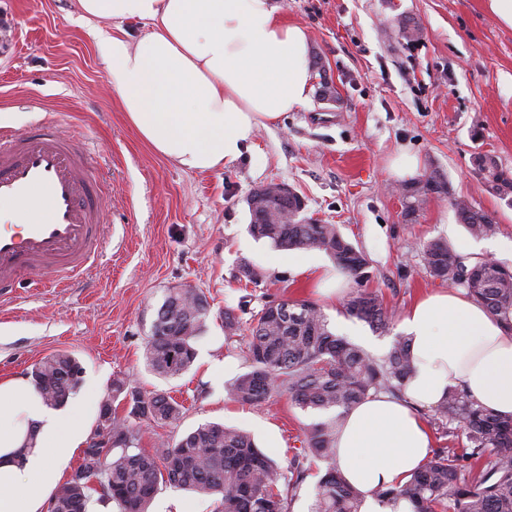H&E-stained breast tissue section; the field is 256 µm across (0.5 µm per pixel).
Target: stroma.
<instances>
[{
    "label": "stroma",
    "mask_w": 512,
    "mask_h": 512,
    "mask_svg": "<svg viewBox=\"0 0 512 512\" xmlns=\"http://www.w3.org/2000/svg\"><path fill=\"white\" fill-rule=\"evenodd\" d=\"M304 26L312 57L322 58L336 90L260 128L251 151L228 167L192 172L163 160L138 136L112 99L103 57L110 22L82 18L76 0H0V130L21 135L54 121L81 141L101 183L110 245L87 276L67 288L35 292L21 284L0 313V378L28 376L43 357L66 351L83 367L80 395L106 398L113 378L170 392L182 406L167 425L143 423L151 452L200 424L250 431L281 465L313 417L275 396L260 406L228 400L225 382L248 369L243 337L227 341L222 312L241 297L310 299L331 330L376 356L392 333L373 331L320 296L311 266L332 265L319 251H281L248 232L246 198L283 182L303 199L306 217L337 225L366 253L370 281L397 317L422 295L448 289L425 270L419 247L468 236L447 198L429 196L405 216L404 181L391 169L415 154L421 173L439 170L456 195L491 214L494 234L477 238L480 255L512 267V204L490 193L474 166L492 156L512 171V29L486 0H279ZM418 21L407 44L394 28ZM263 275L238 280L241 262ZM202 291L211 311L190 372L164 379L146 371L144 346L167 288Z\"/></svg>",
    "instance_id": "obj_1"
}]
</instances>
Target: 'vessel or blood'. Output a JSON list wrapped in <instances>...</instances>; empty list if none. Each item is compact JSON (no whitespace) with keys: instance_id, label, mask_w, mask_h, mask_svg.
Wrapping results in <instances>:
<instances>
[{"instance_id":"1","label":"vessel or blood","mask_w":512,"mask_h":512,"mask_svg":"<svg viewBox=\"0 0 512 512\" xmlns=\"http://www.w3.org/2000/svg\"><path fill=\"white\" fill-rule=\"evenodd\" d=\"M99 177L85 150L53 123L24 136L0 132V203L37 197L23 225L0 227V301L15 284L37 273L75 279L102 255L106 241Z\"/></svg>"}]
</instances>
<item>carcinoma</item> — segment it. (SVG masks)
<instances>
[{
	"instance_id": "carcinoma-1",
	"label": "carcinoma",
	"mask_w": 512,
	"mask_h": 512,
	"mask_svg": "<svg viewBox=\"0 0 512 512\" xmlns=\"http://www.w3.org/2000/svg\"><path fill=\"white\" fill-rule=\"evenodd\" d=\"M478 175L496 194H512V174L490 156L481 157ZM436 194L445 196L460 223L475 236L496 231L493 217L455 196L438 171L404 188L405 214L411 216ZM298 195L269 196L251 214L249 232L284 250L320 251L356 284L369 279L366 254L347 241L334 224L299 223ZM430 274L465 290L512 330V268L497 261L462 257L451 246L430 240L420 249ZM246 302L224 307L227 338L242 330L239 313ZM210 305L195 288H170L157 311L144 347L147 369L165 379L188 372L196 359L195 341L203 333ZM346 315L387 332L395 312L377 294L365 289L349 296ZM245 340L249 370L225 386L230 400L260 405L273 394H285L291 404L317 416L306 426L304 447L281 468L258 448L245 431L207 422L181 439L154 452L140 448V421L157 425L179 419L181 404L162 390L144 391L125 379L110 385L112 400L124 404L118 416L102 405L91 437L99 435L104 419L122 444L95 448L86 443L79 464L53 493L54 512H87L90 495L111 503L117 512H147L159 485L220 496L216 512H290L312 464H326L314 487L310 512H360L364 495L339 472L336 441L348 410L372 395L403 394L411 374V338L393 337L385 357L378 359L361 346L337 336L320 307L307 299L268 300L250 311ZM35 389L50 406L75 395L83 367L67 352L46 356L30 372ZM441 436H464L467 447L432 450L421 469L406 483L378 488L373 496L384 509L396 510L408 501L413 512H512V417L503 418L473 403L454 389L433 408Z\"/></svg>"
}]
</instances>
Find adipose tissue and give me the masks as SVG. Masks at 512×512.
Returning <instances> with one entry per match:
<instances>
[{
    "label": "adipose tissue",
    "mask_w": 512,
    "mask_h": 512,
    "mask_svg": "<svg viewBox=\"0 0 512 512\" xmlns=\"http://www.w3.org/2000/svg\"><path fill=\"white\" fill-rule=\"evenodd\" d=\"M109 20L104 63L112 94L139 137L196 172L224 168L253 147L261 126L310 101L309 37L275 0H76ZM136 23L138 35L125 26ZM400 330L412 339L403 398L370 397L349 411L336 444L361 512H382L372 492L404 484L433 437L419 411L462 389L512 416V330L464 292L419 299ZM94 421V401L48 406L31 382L0 381V512H45Z\"/></svg>",
    "instance_id": "ef3b65f1"
}]
</instances>
